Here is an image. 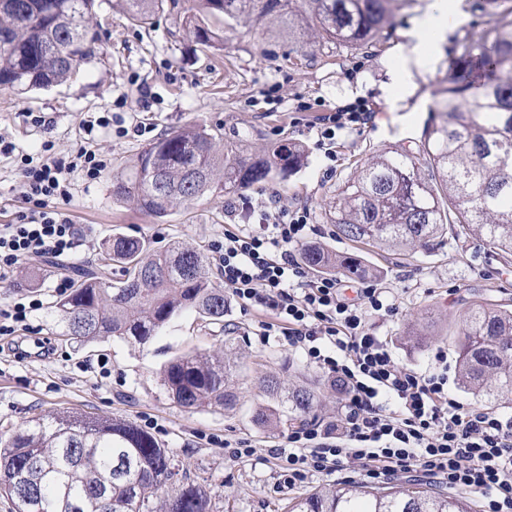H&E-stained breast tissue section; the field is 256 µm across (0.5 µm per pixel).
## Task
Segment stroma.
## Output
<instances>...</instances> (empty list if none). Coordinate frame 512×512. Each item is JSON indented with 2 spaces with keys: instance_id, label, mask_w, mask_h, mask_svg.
I'll return each instance as SVG.
<instances>
[{
  "instance_id": "stroma-1",
  "label": "stroma",
  "mask_w": 512,
  "mask_h": 512,
  "mask_svg": "<svg viewBox=\"0 0 512 512\" xmlns=\"http://www.w3.org/2000/svg\"><path fill=\"white\" fill-rule=\"evenodd\" d=\"M102 42L97 55L70 80L46 90H0V136L27 151L54 141L58 150L73 149L82 139L84 120L94 112L111 111L114 120L138 119L152 126L141 137L102 135L101 151L110 161L94 183L76 181L67 207L83 244L64 261L23 263L13 286L0 284V303L17 289L31 286L45 307L32 318V330L0 338V433L52 412L107 415L145 427L158 423L153 435L171 451L181 474L211 493L212 512H284L291 500L320 487L354 480L352 472L316 474L288 489L268 455L285 428H259L252 420L264 402L262 382L276 375L284 386L313 384L323 373L281 343H260L253 329L260 313L231 304L240 401L235 409L190 412L169 397L160 377L165 363L193 350H220L224 334L195 314H184L144 346L131 348L101 338L77 343L62 336L50 307L57 295V276H73L75 268L98 270L101 247L115 234L147 239L162 250L185 241L209 250L229 218L225 198L210 195L180 205L163 220L139 211L112 195L116 176L166 133L196 124L220 130L225 141L245 139L249 152L263 151L273 141L304 146L302 164L287 179H272L237 194V201H257L278 192L282 205L298 202L313 209L317 235L312 245L339 254H356L374 267L391 288L399 311L391 319L371 318L373 331L389 344L396 360L418 369L435 363L437 351L454 354L452 336L469 301L512 310V264H502L474 238L448 236L435 249L392 251L363 248L339 237L329 220L338 188L355 168L383 151L418 152L428 124L440 121L434 91L456 67L455 40L464 32L479 33L486 23L474 0H457L458 19L429 69L415 75L398 98L384 92L389 67L410 46L408 34L433 0H393L384 37L374 48L342 43L305 45L296 28L241 21L225 28L223 42L204 48L189 38L168 14L139 27L123 16L117 0H98ZM358 100L374 103L372 124L336 137L337 163L327 170L309 123L315 116ZM51 117L50 128L33 126L28 113ZM437 322V337L428 346L406 344V324L421 315ZM107 360L110 376L101 377L98 363ZM245 439L255 448L252 458L231 460L209 445L212 437Z\"/></svg>"
}]
</instances>
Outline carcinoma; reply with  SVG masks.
<instances>
[{"label":"carcinoma","instance_id":"1","mask_svg":"<svg viewBox=\"0 0 512 512\" xmlns=\"http://www.w3.org/2000/svg\"><path fill=\"white\" fill-rule=\"evenodd\" d=\"M136 25L152 23L168 5L196 41L221 39L212 19H293L316 45L373 46L382 37L392 0H120ZM487 16L478 36L458 41L459 70L435 91L444 119L426 128L423 155L388 151L356 168L336 194V234L370 247L405 250L444 238L475 236L503 261L512 260V0H477ZM97 0H0V90L44 89L69 79L98 50ZM299 147L276 142L259 155L244 154L205 125L168 133L141 152L132 174L113 195L163 218L176 206L207 194L235 195L300 166ZM305 260L324 270L363 275L357 256L310 246ZM105 273L76 270L77 286L52 305L64 335L79 342L112 336L135 348L170 321L195 312L224 325L228 299L208 272V257L180 242L164 250L142 238L115 236L104 244ZM434 338L418 321L409 342ZM458 385L490 402L512 405V310L472 305L454 338ZM232 338L224 357L191 351L171 359L161 382L180 407L230 409L239 382ZM253 421L292 425L308 420L319 403L316 388H285L272 376ZM174 456L150 433L102 415L49 413L0 434V494L15 512H210L211 498L186 482L175 493ZM286 512H471L467 497L448 496L426 484L380 491L362 482L319 488L287 505Z\"/></svg>","mask_w":512,"mask_h":512}]
</instances>
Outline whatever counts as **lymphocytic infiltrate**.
I'll return each instance as SVG.
<instances>
[{"label":"lymphocytic infiltrate","instance_id":"1","mask_svg":"<svg viewBox=\"0 0 512 512\" xmlns=\"http://www.w3.org/2000/svg\"><path fill=\"white\" fill-rule=\"evenodd\" d=\"M374 112L360 100L319 115L312 127L325 158H336L337 132L361 129ZM98 129L120 137L147 131L92 116L75 149L57 151L48 140L35 156L0 138V156L13 160L26 205L14 223L0 225L1 283L23 261L76 253L80 231L64 208L75 179L96 182L109 166L93 136ZM255 213V223L225 225L211 245L225 289L241 308L265 313L255 331L261 342H281L344 386L341 418L300 424L270 449L289 486L351 465L373 482L419 472L449 490L481 494V512H512V415L461 402L448 388L444 353L424 371L394 359L369 324L398 312L386 287L360 281L351 299L341 277L312 274L303 263L301 250L317 231L308 204L286 207L272 194Z\"/></svg>","mask_w":512,"mask_h":512}]
</instances>
